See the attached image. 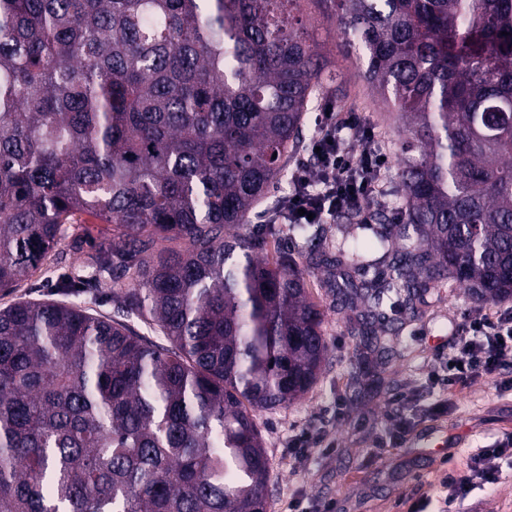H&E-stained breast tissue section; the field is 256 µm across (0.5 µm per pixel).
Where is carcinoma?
<instances>
[{
  "label": "carcinoma",
  "instance_id": "carcinoma-1",
  "mask_svg": "<svg viewBox=\"0 0 512 512\" xmlns=\"http://www.w3.org/2000/svg\"><path fill=\"white\" fill-rule=\"evenodd\" d=\"M295 2L0 0V289L87 213L117 313L0 308V512H267L253 412L328 353L303 273L239 232L335 82ZM329 3L397 112L403 218L322 254L323 286L388 355L370 326L445 281L512 299V0ZM80 221L83 224H66V227L69 228L68 233H71L72 230H74V227L81 225L80 229L77 231L87 232L89 235V241H93L95 243L100 242L110 235L109 229L111 226L109 224H100L99 221L92 216L85 214L80 218Z\"/></svg>",
  "mask_w": 512,
  "mask_h": 512
}]
</instances>
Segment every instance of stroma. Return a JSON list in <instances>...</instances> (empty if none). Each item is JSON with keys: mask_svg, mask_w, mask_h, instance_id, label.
<instances>
[{"mask_svg": "<svg viewBox=\"0 0 512 512\" xmlns=\"http://www.w3.org/2000/svg\"><path fill=\"white\" fill-rule=\"evenodd\" d=\"M327 0H296L294 13L317 52L323 55L344 96L328 91L314 100L302 130L294 159L306 157V145L316 133V117L325 108L354 112L375 133L374 146L387 156L379 183L384 191L368 204V212L385 211L399 222L402 211L398 194L397 158L400 122L397 113L364 81L355 58L343 46L336 26L330 22ZM292 189L283 180L271 187L254 209L244 234L279 242L289 258L305 274L309 292L324 313V337L328 359L309 392L294 404L273 411H259L255 422L269 458L268 512H288L289 495H302L305 512H316L324 503L335 512H407L421 495L439 497L444 492L441 478L448 470L463 467L470 454L491 448L512 436V390L496 388L492 378H477L469 387L456 390L454 406L440 415L426 414L442 391L436 379L453 341V329L465 311L477 308L465 288L449 281L440 284L417 302L414 312L402 313L398 330L391 335L395 354L379 359L376 375L351 385L348 371L365 349L348 313L338 311L331 294L323 288V269L317 255L335 248L341 234L336 224L318 227L316 239L301 245L287 228L264 225L265 214ZM82 254L59 246L48 260V268L7 292L0 291V307L19 300H56L58 274L85 278ZM405 395L403 411L410 432L399 447H379L389 427L388 415L397 395ZM303 431L327 435L336 450H311L310 469L296 472L288 464V441ZM502 478L493 487L475 488L464 504H451L448 512H512V458L502 462Z\"/></svg>", "mask_w": 512, "mask_h": 512, "instance_id": "stroma-1", "label": "stroma"}]
</instances>
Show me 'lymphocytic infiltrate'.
Returning a JSON list of instances; mask_svg holds the SVG:
<instances>
[{"label": "lymphocytic infiltrate", "instance_id": "f902f5d3", "mask_svg": "<svg viewBox=\"0 0 512 512\" xmlns=\"http://www.w3.org/2000/svg\"><path fill=\"white\" fill-rule=\"evenodd\" d=\"M357 132L363 146L352 150L348 132ZM374 133L364 127L356 113L325 111L317 116V131L310 145L316 153L318 178H311L308 164L298 161L292 171V192L283 202L289 222L326 223L336 212L360 207L374 197L372 179L385 162L380 151L371 149ZM462 337L449 350L447 383L464 388L476 378L489 376L503 385L512 384V308H481L465 313ZM512 455V438L497 447L482 448L469 457L464 468L449 471L442 480L453 500L464 501L476 485L499 483L500 461Z\"/></svg>", "mask_w": 512, "mask_h": 512}]
</instances>
